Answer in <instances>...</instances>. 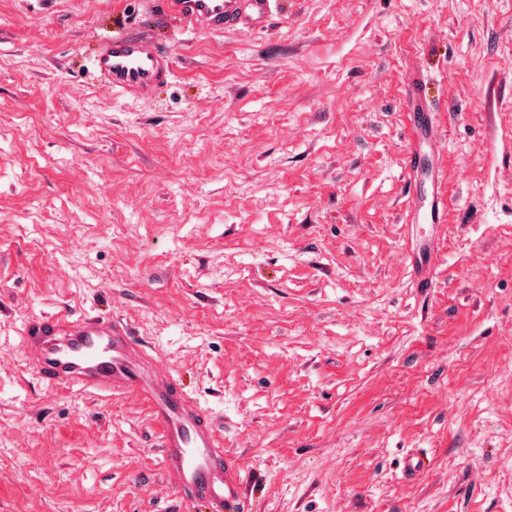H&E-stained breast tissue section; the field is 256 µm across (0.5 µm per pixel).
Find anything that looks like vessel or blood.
<instances>
[{"instance_id": "vessel-or-blood-1", "label": "vessel or blood", "mask_w": 512, "mask_h": 512, "mask_svg": "<svg viewBox=\"0 0 512 512\" xmlns=\"http://www.w3.org/2000/svg\"><path fill=\"white\" fill-rule=\"evenodd\" d=\"M281 0H166L177 33H229L266 29ZM101 82L124 96L145 98L172 74L170 52L150 34L119 32L104 37L91 59ZM412 145L405 158L409 186L435 129L429 116L411 122ZM443 166L428 169L432 192L429 218L438 222L445 206ZM28 365L52 385L106 397L134 395L148 407L159 430L161 462L168 479L187 500L209 512H244L245 487L224 439L205 410L123 321L84 313L44 315L29 321L22 336Z\"/></svg>"}]
</instances>
